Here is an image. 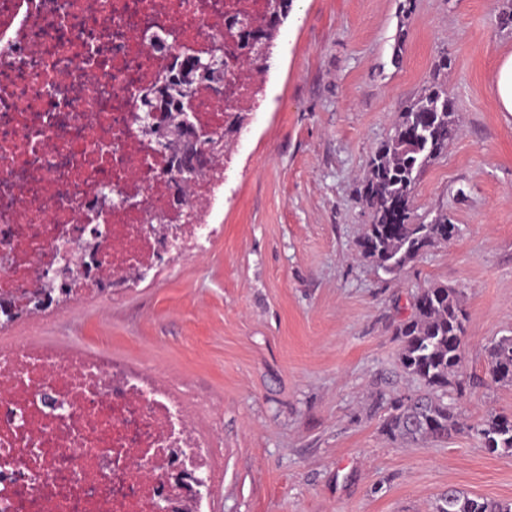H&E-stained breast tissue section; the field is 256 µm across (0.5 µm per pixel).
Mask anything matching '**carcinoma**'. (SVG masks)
Instances as JSON below:
<instances>
[{"mask_svg":"<svg viewBox=\"0 0 512 512\" xmlns=\"http://www.w3.org/2000/svg\"><path fill=\"white\" fill-rule=\"evenodd\" d=\"M292 0H271L264 27L256 29L238 15L228 18V29L237 45L249 48L248 57L267 67L273 42ZM189 59L178 62L174 71L163 75L147 89L142 100L145 111L163 113L162 119L182 111L181 98L192 93L196 83L188 80ZM247 121L239 112L224 129V147H229ZM456 130L448 93L437 85L424 90L394 126L392 136L376 152L371 174L360 191L371 212L360 247L364 259L385 274H392L421 252L448 242L454 224L446 213H438L428 224L414 222L412 195L416 183L429 165L448 148ZM410 319L394 329L401 348L402 369L422 385L415 393L389 400L380 423L383 435L405 442L442 441L453 433L472 432L494 453L512 449V415L491 414L476 425L462 420L456 405L446 400L451 379L464 372V337L467 316L459 292L443 284H431L414 297ZM487 375L497 384L512 385V336H501L487 347ZM436 512H512L499 502L470 498L450 490Z\"/></svg>","mask_w":512,"mask_h":512,"instance_id":"obj_1","label":"carcinoma"}]
</instances>
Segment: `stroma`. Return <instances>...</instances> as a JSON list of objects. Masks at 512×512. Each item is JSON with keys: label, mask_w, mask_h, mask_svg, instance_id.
<instances>
[{"label": "stroma", "mask_w": 512, "mask_h": 512, "mask_svg": "<svg viewBox=\"0 0 512 512\" xmlns=\"http://www.w3.org/2000/svg\"><path fill=\"white\" fill-rule=\"evenodd\" d=\"M510 15L512 0H293L228 172L222 236L122 301L87 295L0 342L106 350L179 390L211 443L205 512H436L451 489L512 504V451L379 430L380 400L420 387L393 329L434 283L468 316L462 418L512 414V385L486 374L488 344L512 334V114L491 91ZM434 82L458 133L413 211L459 231L387 275L360 256L371 217L359 191Z\"/></svg>", "instance_id": "stroma-1"}]
</instances>
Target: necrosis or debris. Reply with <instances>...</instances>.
Wrapping results in <instances>:
<instances>
[{
  "label": "necrosis or debris",
  "mask_w": 512,
  "mask_h": 512,
  "mask_svg": "<svg viewBox=\"0 0 512 512\" xmlns=\"http://www.w3.org/2000/svg\"><path fill=\"white\" fill-rule=\"evenodd\" d=\"M260 22L268 0H0V330L23 315L86 213L105 254H77L72 299L117 301L164 258H196L222 235L224 161L184 187L171 155L142 132L140 90L170 67L153 44H218L234 54L223 106L193 92V122L223 132L257 111L262 69L225 20ZM168 224L177 234L165 233ZM177 393L110 353L0 346V512H155L174 483L210 471Z\"/></svg>",
  "instance_id": "1"
}]
</instances>
